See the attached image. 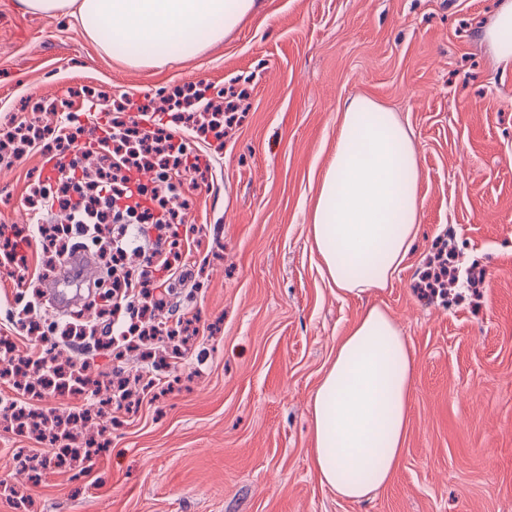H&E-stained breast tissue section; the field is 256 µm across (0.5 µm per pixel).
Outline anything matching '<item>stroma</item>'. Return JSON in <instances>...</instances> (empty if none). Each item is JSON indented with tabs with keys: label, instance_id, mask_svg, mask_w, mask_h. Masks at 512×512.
Listing matches in <instances>:
<instances>
[{
	"label": "stroma",
	"instance_id": "obj_1",
	"mask_svg": "<svg viewBox=\"0 0 512 512\" xmlns=\"http://www.w3.org/2000/svg\"><path fill=\"white\" fill-rule=\"evenodd\" d=\"M497 0H263L221 41L162 67L103 55L74 18L0 0V129L27 116L96 140L116 100L235 84L249 110L223 142L175 134L207 156L206 181L171 199L195 279L166 291L157 324H219L162 371L166 395L93 418L112 443L88 472L21 467L40 442L0 424V512H512V67L481 31ZM367 96L413 132L419 238L391 285L356 298L323 276L309 241L319 176L344 102ZM45 152L0 156V225L33 223ZM479 288L427 297L440 239ZM26 285L0 266V335ZM415 355L403 456L364 502L336 499L311 470L309 401L338 343L370 304ZM86 375L138 376L141 354L61 347Z\"/></svg>",
	"mask_w": 512,
	"mask_h": 512
}]
</instances>
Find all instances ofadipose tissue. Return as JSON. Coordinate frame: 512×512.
<instances>
[{"label":"adipose tissue","mask_w":512,"mask_h":512,"mask_svg":"<svg viewBox=\"0 0 512 512\" xmlns=\"http://www.w3.org/2000/svg\"><path fill=\"white\" fill-rule=\"evenodd\" d=\"M28 13L69 15L107 54L160 66L223 39L258 0H19ZM483 39L512 66V0H500ZM420 168L413 134L366 97L349 100L332 157L320 174L309 228L319 265L339 291L386 288L419 233ZM414 361L383 307H364L311 396V460L322 486L360 502L392 479L410 417Z\"/></svg>","instance_id":"ef3b65f1"}]
</instances>
